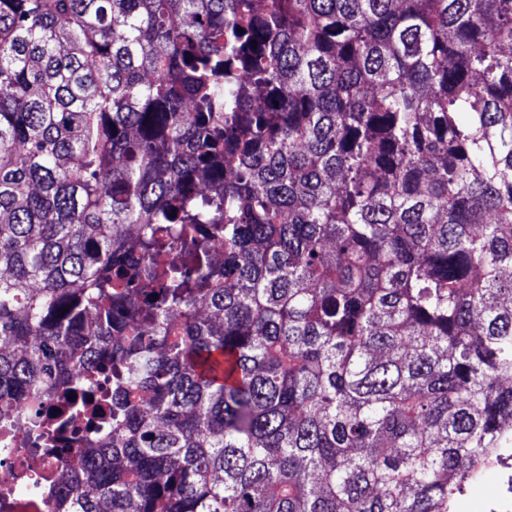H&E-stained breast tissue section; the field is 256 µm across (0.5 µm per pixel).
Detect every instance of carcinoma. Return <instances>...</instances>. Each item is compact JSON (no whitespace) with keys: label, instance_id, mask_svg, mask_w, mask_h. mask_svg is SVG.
Here are the masks:
<instances>
[{"label":"carcinoma","instance_id":"cac0c4a2","mask_svg":"<svg viewBox=\"0 0 512 512\" xmlns=\"http://www.w3.org/2000/svg\"><path fill=\"white\" fill-rule=\"evenodd\" d=\"M54 402L109 434L53 512H454L512 459V0H0V420Z\"/></svg>","mask_w":512,"mask_h":512}]
</instances>
